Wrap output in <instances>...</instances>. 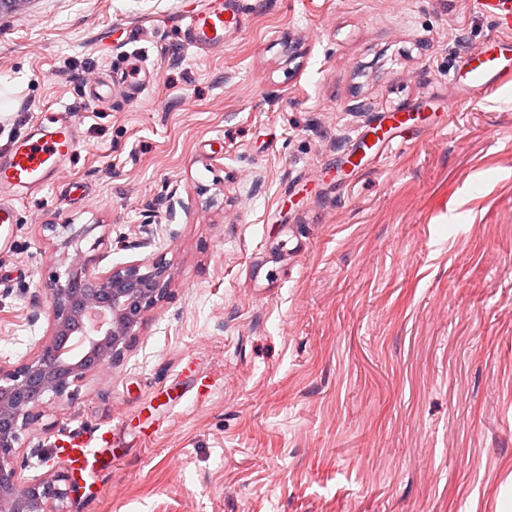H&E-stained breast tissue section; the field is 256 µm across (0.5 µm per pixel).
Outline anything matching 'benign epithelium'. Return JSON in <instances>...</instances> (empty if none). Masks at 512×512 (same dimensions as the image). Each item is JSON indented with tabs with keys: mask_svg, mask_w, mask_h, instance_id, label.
<instances>
[{
	"mask_svg": "<svg viewBox=\"0 0 512 512\" xmlns=\"http://www.w3.org/2000/svg\"><path fill=\"white\" fill-rule=\"evenodd\" d=\"M84 279L97 283L81 292ZM153 283L146 288L144 284ZM169 268L161 259L144 258L99 270L95 259L79 258L66 278L46 285L50 332L23 363L0 365V512H65L68 496L58 479L20 477L16 444L35 419L29 395L61 397L88 372L118 357L134 339L145 313L166 294Z\"/></svg>",
	"mask_w": 512,
	"mask_h": 512,
	"instance_id": "7a95c632",
	"label": "benign epithelium"
}]
</instances>
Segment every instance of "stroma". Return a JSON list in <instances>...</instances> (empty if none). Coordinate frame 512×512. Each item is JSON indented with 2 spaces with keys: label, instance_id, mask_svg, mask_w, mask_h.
<instances>
[{
  "label": "stroma",
  "instance_id": "1",
  "mask_svg": "<svg viewBox=\"0 0 512 512\" xmlns=\"http://www.w3.org/2000/svg\"><path fill=\"white\" fill-rule=\"evenodd\" d=\"M191 2L0 16V149L46 110L81 134L16 203L0 365L46 338L76 255L170 267L123 353L45 397L22 478L108 429L69 512H512V88L443 110L493 23L478 0H245L203 55ZM128 57L150 89L88 103ZM393 113L413 140L364 151Z\"/></svg>",
  "mask_w": 512,
  "mask_h": 512
}]
</instances>
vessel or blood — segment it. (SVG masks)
Listing matches in <instances>:
<instances>
[{
	"instance_id": "b4317fda",
	"label": "vessel or blood",
	"mask_w": 512,
	"mask_h": 512,
	"mask_svg": "<svg viewBox=\"0 0 512 512\" xmlns=\"http://www.w3.org/2000/svg\"><path fill=\"white\" fill-rule=\"evenodd\" d=\"M498 33L480 54L465 60L456 70L455 97L449 108L480 102L498 88L512 84V0H479ZM248 16L239 0H198L182 16L186 42L209 53L222 48L224 40L245 29ZM79 143L77 130L65 112L38 115L24 134L0 152V228L17 223L14 201L53 185L61 165Z\"/></svg>"
}]
</instances>
